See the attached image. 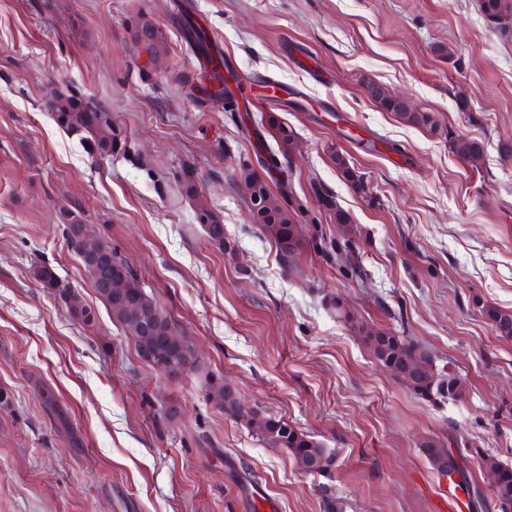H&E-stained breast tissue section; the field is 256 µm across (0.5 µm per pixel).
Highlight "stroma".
<instances>
[{
    "label": "stroma",
    "instance_id": "obj_1",
    "mask_svg": "<svg viewBox=\"0 0 512 512\" xmlns=\"http://www.w3.org/2000/svg\"><path fill=\"white\" fill-rule=\"evenodd\" d=\"M189 19L246 110L202 92ZM145 20L164 45L154 60L134 36ZM371 82L434 128L381 110ZM71 95L108 108L124 151L93 153L56 123ZM267 115L293 131L306 207L292 268L231 178L256 167ZM458 135L480 158L451 152ZM201 200L223 247L197 222ZM66 211L128 262L194 367L140 356L64 238ZM323 235L351 237L364 286L317 249ZM43 265L93 324L38 278ZM488 305L512 312V26L479 0H0V512H325L330 497L342 512H433L448 479L424 441L512 467V340ZM366 328L428 348L463 397L418 398L371 356ZM217 379L332 449L333 470L306 474L264 447L207 399ZM205 218V223L202 224L204 230L211 242L219 247L224 245V224L222 223L219 215L209 208L204 201H198L197 204V219ZM37 275L44 282L46 287L59 292V296L64 298L68 309L84 323H90L91 320L94 319V310L83 304L79 296L74 291H71L68 284H63L59 280L52 267H40L37 271ZM485 314L493 330L502 338H512V312L500 310L493 306L485 308Z\"/></svg>",
    "mask_w": 512,
    "mask_h": 512
}]
</instances>
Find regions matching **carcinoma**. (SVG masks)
<instances>
[{
  "mask_svg": "<svg viewBox=\"0 0 512 512\" xmlns=\"http://www.w3.org/2000/svg\"><path fill=\"white\" fill-rule=\"evenodd\" d=\"M480 8L493 24L512 18V0H480ZM136 37L148 46L152 54L161 53L158 36L151 24L143 23L138 28ZM366 90L370 99L384 111L391 112L412 124L433 125L429 114L413 111L406 100L390 94L382 86L371 82L367 84ZM64 102L65 106L55 113L56 120L62 127L80 136V140L88 143L89 148L97 153L110 154L118 151L122 143V131L112 122V113L105 106L74 97H67ZM268 122L275 129L273 138L279 152L282 156H287L294 145L293 132L287 126L277 123L271 116L268 117ZM450 145L453 152L464 159H472L481 151L477 142L463 135L451 138ZM333 162L355 190L366 193L361 177L353 172L344 156L334 155ZM261 165L278 172L276 184L285 204L277 203L270 208L250 206L249 217L252 223L258 225L261 231L274 241L282 261L288 265L293 262L298 248L299 231L296 218L300 217L303 205L290 188L292 173L281 165L274 153H268V161L261 162ZM233 179L242 189L248 202L270 192L266 178L249 167H242L233 173ZM313 192L333 214L338 228H343L348 222V216L333 201V197L317 185L314 186ZM197 218L205 219L203 227L211 242L220 247L224 246V224L219 215L202 200L197 204ZM63 219L66 220L63 234L74 248V252L79 257L89 259V262L83 264V268L93 288L110 308L113 321L119 324L126 334L134 337L137 350L145 352L146 360L163 371L172 372L193 364L195 355L189 344L177 336L174 324L164 314L157 301L141 286L129 264L108 242L95 234L89 225L71 218L68 212L63 214ZM319 247L328 257L336 259V265L349 267L356 275H361L349 244H344L342 248L338 246L332 251L327 240L322 237ZM37 275L47 287L59 292V296L64 298L68 309L75 316L85 323L94 319V310L83 304L79 296L71 291L70 286L59 280L52 267H40ZM118 277L126 278V287L122 292L114 293L109 285ZM485 314L498 336L512 338L511 311L488 306L485 308ZM362 336L373 357L389 373L399 378L413 394L432 402L437 399L455 401L463 397L464 384L461 378L448 372L447 366H437L428 349L410 337L393 331L373 329L363 330ZM207 395L230 416L239 405L234 392L219 380L208 383ZM257 416L256 421L245 422L246 427L266 447L287 450L300 469L309 467L316 459L334 455V452L323 443L316 441L313 436L298 427L287 425L283 419H276L261 412L257 413ZM422 447L426 448V455L432 468L441 475L453 478L457 470L448 460L449 449L445 448L444 444L433 441L424 442ZM480 461L481 471L496 476L498 480L497 501L501 504L512 503V468L502 465L490 454L483 455ZM459 486L468 492L469 509L484 508L481 489L477 484L470 482L469 476L464 472L461 473Z\"/></svg>",
  "mask_w": 512,
  "mask_h": 512,
  "instance_id": "1",
  "label": "carcinoma"
}]
</instances>
